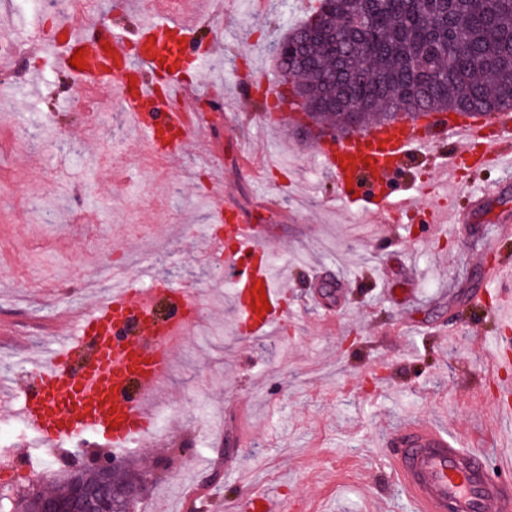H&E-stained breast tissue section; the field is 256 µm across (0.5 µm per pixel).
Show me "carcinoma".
I'll return each instance as SVG.
<instances>
[{"label":"carcinoma","mask_w":512,"mask_h":512,"mask_svg":"<svg viewBox=\"0 0 512 512\" xmlns=\"http://www.w3.org/2000/svg\"><path fill=\"white\" fill-rule=\"evenodd\" d=\"M336 19L347 25L342 44ZM285 39L301 43V56L277 58L282 82L312 123L340 133L349 112L381 124L512 109V0H328ZM41 496L21 498L13 512H38Z\"/></svg>","instance_id":"cac0c4a2"}]
</instances>
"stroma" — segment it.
<instances>
[{
    "instance_id": "35a3bbf8",
    "label": "stroma",
    "mask_w": 512,
    "mask_h": 512,
    "mask_svg": "<svg viewBox=\"0 0 512 512\" xmlns=\"http://www.w3.org/2000/svg\"><path fill=\"white\" fill-rule=\"evenodd\" d=\"M313 0H169L166 15L194 16L184 35L201 77L185 75L191 101L222 102L209 152H145L135 131L114 129L115 83L85 87L40 49L64 41L60 24H106L135 41L136 15L113 0H64L38 14L0 0V35L18 56L0 64V363L74 334L75 317L112 285L113 256L138 259L147 277L203 293V325L192 327L157 404L158 433L116 457L143 473L146 512H240L254 496L288 512H413L385 440L409 416L437 424L490 463L512 464V422L499 417V388L512 385L495 354L512 357V324H498V290L487 266L512 256V165L464 168L420 209L387 223L378 211L334 204L313 137L283 121L270 47L307 16ZM270 85L253 84L255 73ZM455 206L472 218L448 233L425 223ZM260 226L287 291L277 333L238 336L232 287L211 275L191 236L213 234L221 211ZM100 268L96 284L75 269ZM232 451L192 454L209 437ZM78 449L65 463L20 474L7 495L51 489L66 464L99 457Z\"/></svg>"
}]
</instances>
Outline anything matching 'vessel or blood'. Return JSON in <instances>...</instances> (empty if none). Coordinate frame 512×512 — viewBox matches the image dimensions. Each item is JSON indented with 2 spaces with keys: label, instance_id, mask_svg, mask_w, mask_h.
Returning a JSON list of instances; mask_svg holds the SVG:
<instances>
[{
  "label": "vessel or blood",
  "instance_id": "b4317fda",
  "mask_svg": "<svg viewBox=\"0 0 512 512\" xmlns=\"http://www.w3.org/2000/svg\"><path fill=\"white\" fill-rule=\"evenodd\" d=\"M185 30L164 15H151L140 25V60L154 69L164 60L175 66L188 53L180 38ZM103 47L97 32L84 31L68 40L66 48L48 41L42 49L66 72L73 54L82 52V75L88 78ZM122 98L132 125L154 152L165 146L169 128L189 133L209 123L195 112L164 111L144 89L123 92ZM446 132L448 177L456 176L475 149L499 164L512 156L504 147L505 134L512 132L511 112L500 113L491 124L477 115L455 119ZM415 147L427 157L439 149L431 126L418 119L373 125L337 144L318 145L317 151L336 178L341 203L357 207L372 199L379 210L399 215L420 207L418 185L401 188L393 182ZM224 221L232 226L233 245L224 252V270L235 284L238 330L248 338L267 336L283 319V291L262 256L257 226L237 222L229 212ZM263 297L270 309L261 314L254 307ZM154 298L166 308L165 317H150L148 306L132 291L113 292L85 313L88 328L81 339L50 349L27 369L24 420L44 444L54 447L92 435L111 449L127 450L152 435L150 401L173 362L169 338L186 328L182 318L190 290L158 288ZM390 443L389 462L416 512H512V477L498 475L480 449L457 447L448 432L415 418L407 419Z\"/></svg>",
  "mask_w": 512,
  "mask_h": 512
}]
</instances>
